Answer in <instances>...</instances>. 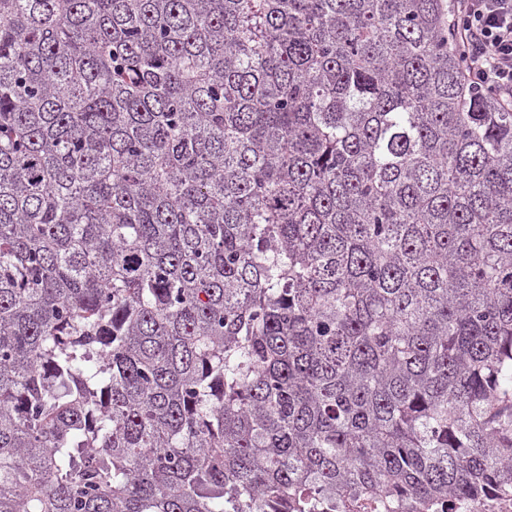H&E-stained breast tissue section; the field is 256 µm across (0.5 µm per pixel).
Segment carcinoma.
<instances>
[{"mask_svg": "<svg viewBox=\"0 0 512 512\" xmlns=\"http://www.w3.org/2000/svg\"><path fill=\"white\" fill-rule=\"evenodd\" d=\"M448 0H0V512L512 493V111Z\"/></svg>", "mask_w": 512, "mask_h": 512, "instance_id": "obj_1", "label": "carcinoma"}]
</instances>
